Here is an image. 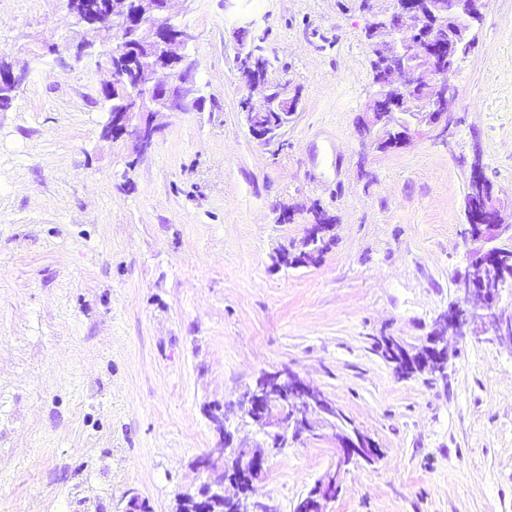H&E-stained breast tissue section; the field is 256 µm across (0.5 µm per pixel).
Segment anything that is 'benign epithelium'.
Here are the masks:
<instances>
[{"instance_id":"benign-epithelium-1","label":"benign epithelium","mask_w":512,"mask_h":512,"mask_svg":"<svg viewBox=\"0 0 512 512\" xmlns=\"http://www.w3.org/2000/svg\"><path fill=\"white\" fill-rule=\"evenodd\" d=\"M174 0H139L143 8L132 14H112L109 0H96L87 16H107L106 26L121 35L136 22L137 44H120L112 62L106 64L112 81L103 86L110 90L124 80H133L144 89V95L123 112H111L107 121L112 139L130 138L140 153L147 152L161 133L157 116L163 112H191L204 108L202 96L193 74L197 60L191 47L195 36L184 26L174 27L179 18L173 11ZM371 14V28L383 35L388 60L372 80V90L363 110L364 128L377 136V149H401L412 140V133L426 127L440 137L448 135L457 105V88L450 76L456 71L460 55L455 42L474 35L484 17L482 0H391V6L380 10L375 0H363ZM444 18L448 39L435 38L436 21ZM249 91L260 93V100L247 97L244 121L250 137L268 145L277 140L282 130L294 121L302 108V97L290 84L265 74L246 84ZM495 201L496 217L483 225L479 239H497L504 224L502 207ZM511 279H499L498 288L485 292L459 280V299L434 322L428 337L429 346L409 350L397 343L394 355L405 361L412 359L428 369L435 380L447 381L448 337L456 339L491 336L500 345L511 346L512 334L499 322L500 294ZM271 383H255L241 393L237 405L251 420L263 440L253 444L234 445L233 433L223 419L222 407L211 406L218 417L219 444L197 458L195 468L207 474L201 490L186 493L180 500L188 503L189 512H213V502L224 497V451L234 446L244 450L240 458L239 478L254 485L263 477L264 466L276 449L315 433L318 426L328 424L336 413V404L324 393L310 387L295 371L284 368L269 375ZM340 463L376 461L381 455L378 444L368 435L354 430L338 439ZM341 468L319 479L298 500L294 512H325L327 502L340 491Z\"/></svg>"}]
</instances>
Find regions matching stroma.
<instances>
[{
    "label": "stroma",
    "mask_w": 512,
    "mask_h": 512,
    "mask_svg": "<svg viewBox=\"0 0 512 512\" xmlns=\"http://www.w3.org/2000/svg\"><path fill=\"white\" fill-rule=\"evenodd\" d=\"M451 80L448 139L379 151L361 0H185L200 112H164L146 153L101 135L110 75L75 58L66 0H0V54L25 80L0 112V512H174L219 437L261 435L235 407L290 368L371 436L340 466L334 431L270 456L277 512L341 468L326 512H512V350L448 342L447 382L399 378L372 349L419 348L483 241L466 232L473 157L512 202V0H486ZM252 23L303 97L273 144L248 134L233 58ZM336 219L315 265H279L314 206ZM289 221H280L281 210Z\"/></svg>",
    "instance_id": "35a3bbf8"
}]
</instances>
